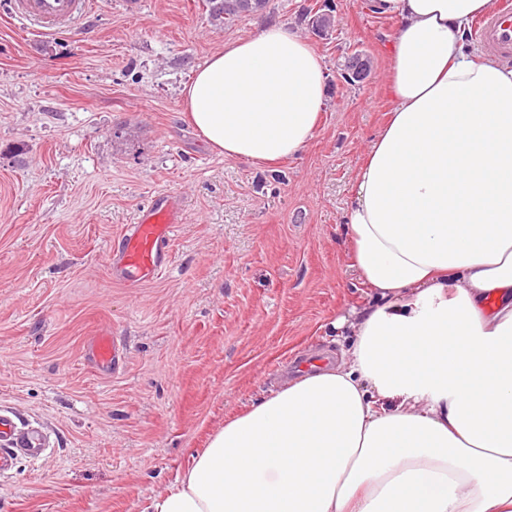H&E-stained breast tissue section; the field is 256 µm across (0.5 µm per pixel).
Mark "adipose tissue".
I'll return each instance as SVG.
<instances>
[{"label": "adipose tissue", "instance_id": "1", "mask_svg": "<svg viewBox=\"0 0 512 512\" xmlns=\"http://www.w3.org/2000/svg\"><path fill=\"white\" fill-rule=\"evenodd\" d=\"M491 0H368L395 18L392 110L342 217L369 306L348 346L225 422L142 512H512V68L463 36ZM284 26L226 45L182 92L218 153L296 157L325 104Z\"/></svg>", "mask_w": 512, "mask_h": 512}]
</instances>
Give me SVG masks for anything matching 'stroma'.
Listing matches in <instances>:
<instances>
[{
  "label": "stroma",
  "mask_w": 512,
  "mask_h": 512,
  "mask_svg": "<svg viewBox=\"0 0 512 512\" xmlns=\"http://www.w3.org/2000/svg\"><path fill=\"white\" fill-rule=\"evenodd\" d=\"M312 2L222 24L205 0H91L87 22L46 35L0 0V409L53 444L0 477V512H140L307 355L339 356L333 321L371 301L341 219L391 107L397 22L341 0L316 34ZM271 25L323 57L328 92L306 149L268 169L212 151L180 92ZM357 51L371 70L351 86ZM161 191L180 203L172 263L127 287L110 245ZM100 336L124 348L109 374L89 356Z\"/></svg>",
  "instance_id": "stroma-1"
}]
</instances>
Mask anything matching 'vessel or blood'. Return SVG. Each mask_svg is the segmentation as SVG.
Wrapping results in <instances>:
<instances>
[{"label": "vessel or blood", "instance_id": "obj_1", "mask_svg": "<svg viewBox=\"0 0 512 512\" xmlns=\"http://www.w3.org/2000/svg\"><path fill=\"white\" fill-rule=\"evenodd\" d=\"M90 0H12L14 16L44 34H53L83 24ZM482 47L503 59L512 58V0H494L490 10L474 27ZM178 220L174 196L161 193L152 199L136 223L126 225L111 247L112 274L130 287L147 282L165 271L170 262V242ZM124 350L117 340L104 336L90 348L95 366L116 370ZM50 438L44 428L18 425L8 412L0 411V475L11 471L18 459H44Z\"/></svg>", "mask_w": 512, "mask_h": 512}]
</instances>
